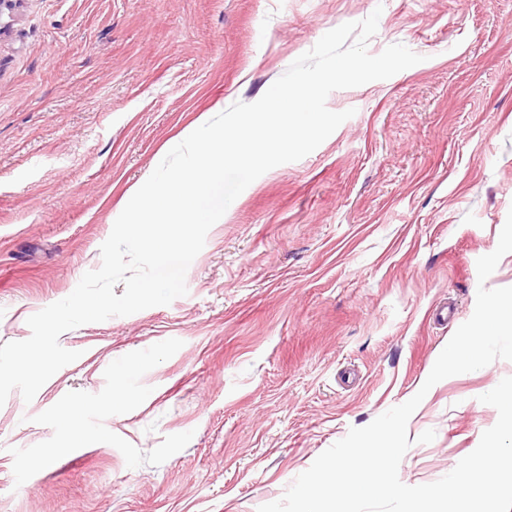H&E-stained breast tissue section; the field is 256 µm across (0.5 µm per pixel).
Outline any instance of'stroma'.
<instances>
[{
    "mask_svg": "<svg viewBox=\"0 0 512 512\" xmlns=\"http://www.w3.org/2000/svg\"><path fill=\"white\" fill-rule=\"evenodd\" d=\"M376 10L369 52L422 62L333 91L352 117L241 193L185 296L61 335L79 359L0 407V512H257L412 398L512 210V0H21L0 17L1 345L100 267L128 189L200 113L257 101ZM508 376L498 359L435 384L400 480L471 453Z\"/></svg>",
    "mask_w": 512,
    "mask_h": 512,
    "instance_id": "stroma-1",
    "label": "stroma"
}]
</instances>
